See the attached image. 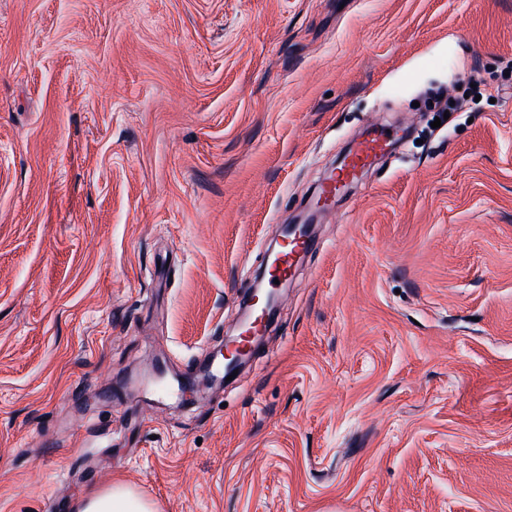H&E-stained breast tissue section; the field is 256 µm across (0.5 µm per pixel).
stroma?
Here are the masks:
<instances>
[{
  "label": "stroma",
  "instance_id": "stroma-1",
  "mask_svg": "<svg viewBox=\"0 0 512 512\" xmlns=\"http://www.w3.org/2000/svg\"><path fill=\"white\" fill-rule=\"evenodd\" d=\"M510 60L512 0H0V512H512ZM371 122L248 369L133 393ZM399 139V130L388 125H374L365 138L359 141L344 157L340 166L321 183L318 202L332 205L340 190L356 182L372 162L389 151ZM75 512H153V506L136 496L124 483L117 481L106 490L81 499Z\"/></svg>",
  "mask_w": 512,
  "mask_h": 512
}]
</instances>
